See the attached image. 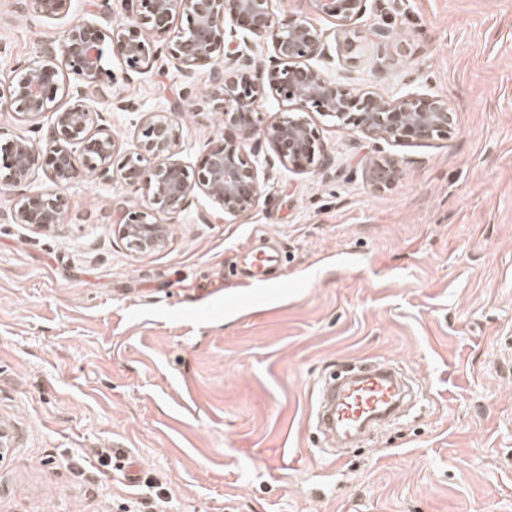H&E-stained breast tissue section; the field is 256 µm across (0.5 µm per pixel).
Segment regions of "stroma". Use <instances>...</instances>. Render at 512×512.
<instances>
[{
	"label": "stroma",
	"instance_id": "35a3bbf8",
	"mask_svg": "<svg viewBox=\"0 0 512 512\" xmlns=\"http://www.w3.org/2000/svg\"><path fill=\"white\" fill-rule=\"evenodd\" d=\"M323 35L316 66L354 94L446 98L445 137L413 143L306 120L330 162L297 173L253 139L269 176L258 204L232 217L204 195L161 215L152 253L118 237L112 201L142 196L119 178L80 177L51 228L0 222V512H118L128 484L76 462L101 453L137 464L170 512H512V0H367L340 26L296 0ZM125 14L123 0H70L54 18L0 0V82L39 57L41 39L77 19ZM389 31L390 40L376 37ZM162 54L143 74L106 60L103 111L119 154L145 115L182 99L177 155L196 169L224 130L204 95ZM128 110H108L109 102ZM38 123L0 112V144L45 143ZM400 177L379 189L376 161ZM274 241L265 301L232 308L246 247ZM405 363L423 407L370 446L323 450L312 429L322 378L362 359Z\"/></svg>",
	"mask_w": 512,
	"mask_h": 512
}]
</instances>
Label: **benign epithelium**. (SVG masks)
I'll return each mask as SVG.
<instances>
[{"label": "benign epithelium", "mask_w": 512, "mask_h": 512, "mask_svg": "<svg viewBox=\"0 0 512 512\" xmlns=\"http://www.w3.org/2000/svg\"><path fill=\"white\" fill-rule=\"evenodd\" d=\"M365 2L299 0L302 8L342 26L364 12ZM68 4L69 0H17L16 6L55 17L66 13ZM181 13L190 25L170 48L174 67L189 84L197 71H209L211 88L203 103L224 118V136L211 141L193 173L175 159L179 142L174 117L181 101L149 113L139 151L118 160L112 134L96 124L98 113L87 105L90 97L103 92L105 56L122 60L138 73L151 70L159 55L155 42L170 33ZM238 28L267 39L272 51L268 67H255L237 40ZM40 52L41 62L26 66L8 91L0 92V112H13L29 122L52 112L53 126L42 148L23 137L12 140L0 188L22 186L43 163L50 167L57 190L20 194L9 211L0 212V221L35 229L55 224L66 208L61 189L89 173L110 178L115 166L123 184L146 200V206L126 211L118 227L119 237L138 253H152L167 243V228L158 214L184 212L197 193L214 200L228 215L251 211L260 199L261 183L247 147L257 135L272 145L282 163L297 171L324 162L325 154L306 121L280 120L261 127L254 104L269 94L298 112L315 108L345 126L394 142L446 136L455 123L448 100L441 97L388 100L373 93L350 95L310 64L325 55L321 32L300 14L277 21L272 0H126L123 21L112 23L110 12L101 24L76 20L59 39L42 42ZM62 89L72 100L66 108L55 105ZM72 144L80 146L82 161L72 154ZM399 175L394 158L376 163L370 171L378 188L394 184Z\"/></svg>", "instance_id": "1"}]
</instances>
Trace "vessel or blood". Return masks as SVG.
Instances as JSON below:
<instances>
[{
	"label": "vessel or blood",
	"mask_w": 512,
	"mask_h": 512,
	"mask_svg": "<svg viewBox=\"0 0 512 512\" xmlns=\"http://www.w3.org/2000/svg\"><path fill=\"white\" fill-rule=\"evenodd\" d=\"M277 258L275 251L260 247L254 249L246 272L247 278L263 281ZM398 395L399 387L390 367L379 364L355 381L334 388L330 402L320 403L318 407V424L344 438H355L365 425L386 414Z\"/></svg>",
	"instance_id": "vessel-or-blood-1"
}]
</instances>
